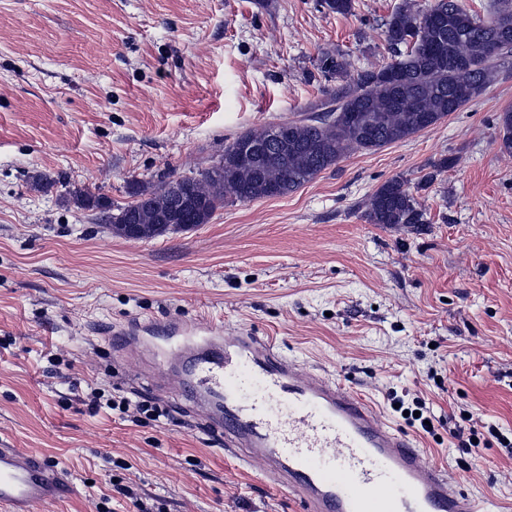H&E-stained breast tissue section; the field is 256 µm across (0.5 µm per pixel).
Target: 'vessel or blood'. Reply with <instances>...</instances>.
<instances>
[{"label":"vessel or blood","instance_id":"vessel-or-blood-1","mask_svg":"<svg viewBox=\"0 0 512 512\" xmlns=\"http://www.w3.org/2000/svg\"><path fill=\"white\" fill-rule=\"evenodd\" d=\"M207 347L188 373L219 409L214 429L263 457L303 512H486L424 461L408 433L381 423L340 384L298 377L292 361L254 336ZM71 490L44 458L0 448V506L8 512H37Z\"/></svg>","mask_w":512,"mask_h":512}]
</instances>
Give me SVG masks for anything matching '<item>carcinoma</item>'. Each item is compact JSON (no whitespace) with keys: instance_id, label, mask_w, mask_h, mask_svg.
Masks as SVG:
<instances>
[{"instance_id":"obj_1","label":"carcinoma","mask_w":512,"mask_h":512,"mask_svg":"<svg viewBox=\"0 0 512 512\" xmlns=\"http://www.w3.org/2000/svg\"><path fill=\"white\" fill-rule=\"evenodd\" d=\"M321 7L340 14L354 12V0H319ZM385 37L397 51L406 47L402 59L375 70L349 76L343 58L327 55L319 69L324 74L347 76L348 80L328 92V98L314 106L313 117L286 121L288 149L267 167L234 165L239 142L259 137L266 127L239 135L224 147V175L206 167L183 176L207 203L199 214H189L187 224H208L228 201L252 202L273 197L269 183L292 193L313 181L320 173L357 150H376L408 139L427 129L471 99L491 83L498 61L512 53V0H494L490 17L484 19L468 9L462 0H437L433 8L414 12L396 10L385 21ZM371 116V130L356 123L361 113ZM501 148L512 152V108L499 117ZM172 176L131 186L133 201L112 206L106 196L76 190L73 204L93 212L94 220L107 223L114 231L131 220L147 228L156 227L159 215L171 206L167 185ZM366 219L372 224H423L424 211L405 182L392 179L381 185L366 203Z\"/></svg>"}]
</instances>
